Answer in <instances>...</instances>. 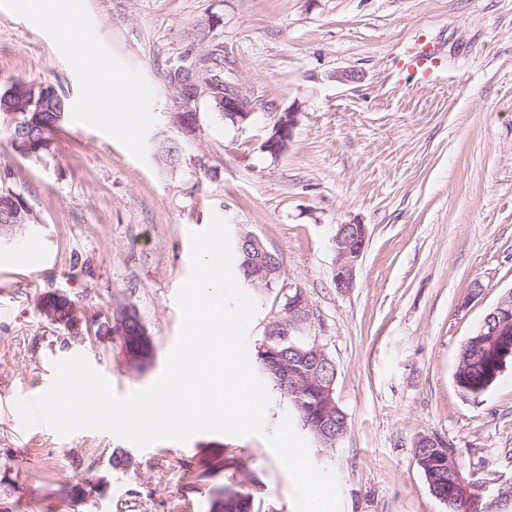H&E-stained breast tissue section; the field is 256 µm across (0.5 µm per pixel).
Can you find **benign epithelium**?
<instances>
[{
    "label": "benign epithelium",
    "instance_id": "benign-epithelium-1",
    "mask_svg": "<svg viewBox=\"0 0 512 512\" xmlns=\"http://www.w3.org/2000/svg\"><path fill=\"white\" fill-rule=\"evenodd\" d=\"M170 83L176 93V108L173 112L175 125L190 119V113L197 111V104L202 93H207L215 109L233 119V123L242 124L250 119L255 107L251 100L241 93L239 87L229 78L214 75L210 66V59L201 58L189 67H178L169 73ZM22 95L24 99L35 101L39 96H45V86L36 82H19L0 98V110L12 108L16 96ZM298 122V112L288 109L282 112L272 126L268 138L263 143L265 151L273 156H279L288 147L294 129ZM16 146L18 152L31 154L42 149L40 143L30 137L26 132H17ZM368 240L366 225L358 222L344 223L339 226L334 242L336 261L333 267L336 288L343 291L353 284L356 268L362 258ZM61 306V297L52 294L45 297L41 304V312L56 325L63 326L74 336L82 335V318L78 310L70 313V319H61L58 312ZM288 316V331L305 332L306 325L312 318L311 305L302 303L295 308L286 307ZM490 318L498 320V328L505 329L512 326V291L502 298L491 312ZM416 447L426 449V456L420 460L425 471L432 468L444 469L450 462L448 444L441 442L431 435H424L416 442Z\"/></svg>",
    "mask_w": 512,
    "mask_h": 512
}]
</instances>
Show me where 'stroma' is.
Returning a JSON list of instances; mask_svg holds the SVG:
<instances>
[{
  "mask_svg": "<svg viewBox=\"0 0 512 512\" xmlns=\"http://www.w3.org/2000/svg\"><path fill=\"white\" fill-rule=\"evenodd\" d=\"M95 34V68L140 87L137 138L81 112L90 73L20 0H0V90L23 79L68 102L48 153L20 158L0 125V188L38 221L0 240V512H208L217 487H253L254 512H294L291 481L265 441L202 433L146 449L110 434L22 430L17 397L51 382L77 353L128 393L161 374L177 337L175 293L188 233L211 215L283 261L254 291L257 352L288 290L303 289L308 329L336 363L348 432L312 460L338 477L342 512H448L415 458L420 436L457 450L483 497L512 483V363L479 398L454 382L467 339L512 292V0H72ZM428 49L436 77L407 70ZM210 54L257 103L231 124L198 102L199 130L176 166L169 73ZM296 109L287 150L263 143ZM368 241L353 285L332 280L337 225ZM36 251L38 265L18 259ZM68 297L88 338L50 325L43 294ZM136 307L156 353L143 373L96 337L116 304ZM122 456L114 464V456Z\"/></svg>",
  "mask_w": 512,
  "mask_h": 512,
  "instance_id": "1",
  "label": "stroma"
}]
</instances>
